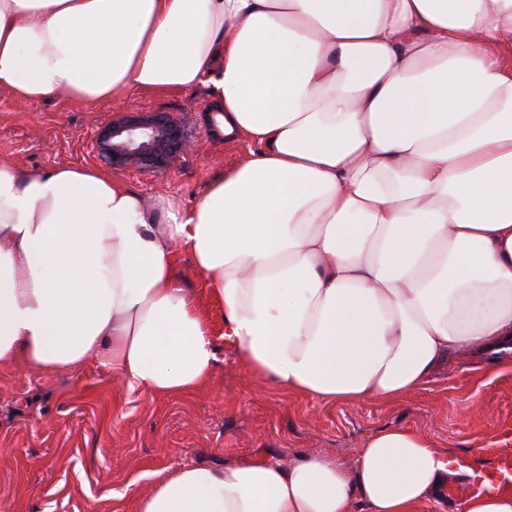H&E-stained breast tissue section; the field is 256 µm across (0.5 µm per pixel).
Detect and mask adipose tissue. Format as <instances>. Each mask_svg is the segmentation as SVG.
Returning <instances> with one entry per match:
<instances>
[{
    "label": "adipose tissue",
    "instance_id": "ef3b65f1",
    "mask_svg": "<svg viewBox=\"0 0 512 512\" xmlns=\"http://www.w3.org/2000/svg\"><path fill=\"white\" fill-rule=\"evenodd\" d=\"M212 87L248 156L192 205L97 167L0 166V364L213 377L190 258L253 377L389 403L460 354L512 370V0H0V89ZM472 469L406 428L352 461L183 466L139 512H423Z\"/></svg>",
    "mask_w": 512,
    "mask_h": 512
}]
</instances>
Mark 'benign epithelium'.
Instances as JSON below:
<instances>
[{"instance_id":"1","label":"benign epithelium","mask_w":512,"mask_h":512,"mask_svg":"<svg viewBox=\"0 0 512 512\" xmlns=\"http://www.w3.org/2000/svg\"><path fill=\"white\" fill-rule=\"evenodd\" d=\"M193 146L192 136L167 112H122L96 140L99 155L114 169H167Z\"/></svg>"}]
</instances>
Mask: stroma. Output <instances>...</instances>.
I'll list each match as a JSON object with an SVG mask.
<instances>
[{"mask_svg":"<svg viewBox=\"0 0 512 512\" xmlns=\"http://www.w3.org/2000/svg\"><path fill=\"white\" fill-rule=\"evenodd\" d=\"M210 102L204 87L126 92L124 108L171 113L193 131L195 147L169 169H122L120 179L187 206L243 162L246 143L210 135ZM113 110L108 103H31L0 89V165L102 167L94 140ZM218 357L212 381L179 397L131 391L93 361L54 374L0 365V512H139V497L172 468L316 454L350 460L368 434L392 426L422 431L487 469L491 457L475 448L512 430V371L490 374L461 358L401 403L325 405L248 376L227 341Z\"/></svg>","mask_w":512,"mask_h":512,"instance_id":"obj_1","label":"stroma"}]
</instances>
